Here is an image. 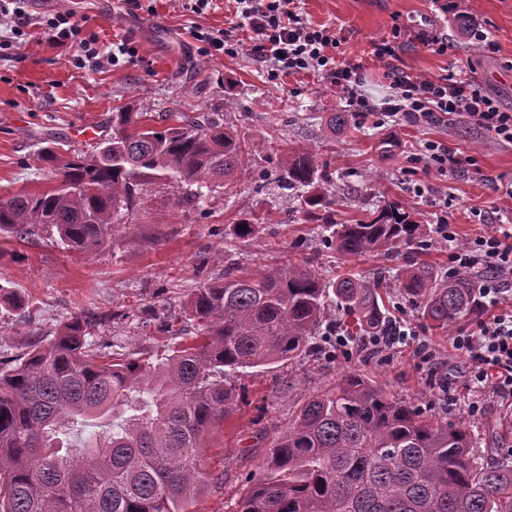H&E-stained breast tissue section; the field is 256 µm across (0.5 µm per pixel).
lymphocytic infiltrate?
<instances>
[{"instance_id":"1","label":"lymphocytic infiltrate","mask_w":512,"mask_h":512,"mask_svg":"<svg viewBox=\"0 0 512 512\" xmlns=\"http://www.w3.org/2000/svg\"><path fill=\"white\" fill-rule=\"evenodd\" d=\"M236 27L256 36L254 55L264 63L269 80L281 75L314 72L323 75L343 94L353 112L379 116L381 123L436 125L451 117L465 119L491 139L512 144V109L502 108L474 80L451 73L431 80L410 76L392 66L397 48L383 39L374 54L387 68L388 92L381 97L367 92L359 66L340 63L336 51L341 38L335 28L313 25L298 8L300 0H234ZM49 43L63 46L80 41L85 57L93 58V42L80 40L82 25L74 11L61 10L41 23ZM414 161L441 172L475 166L473 155L449 150L439 140L423 143ZM437 242L448 251V274L471 273L478 277L476 300L482 314L471 330L451 337L455 351L469 359L466 381L475 394L468 405L478 415L487 396L512 398V225L495 232L458 239L447 216H437Z\"/></svg>"}]
</instances>
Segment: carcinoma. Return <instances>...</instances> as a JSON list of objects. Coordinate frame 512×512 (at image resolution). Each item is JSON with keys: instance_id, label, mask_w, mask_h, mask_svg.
I'll return each mask as SVG.
<instances>
[{"instance_id": "carcinoma-1", "label": "carcinoma", "mask_w": 512, "mask_h": 512, "mask_svg": "<svg viewBox=\"0 0 512 512\" xmlns=\"http://www.w3.org/2000/svg\"><path fill=\"white\" fill-rule=\"evenodd\" d=\"M112 113V137L89 156L43 148L55 186L0 199V236L44 234L97 252L140 204L138 178L229 189L259 151L246 132L202 114ZM279 178L305 190V220L327 225L336 251L360 256L420 238L395 205L354 224L333 218V175L300 149ZM397 287L442 330L480 314L473 276L439 278L409 265ZM382 284L353 273L326 279L308 258L266 269L234 263L193 289L191 340L159 356H112L74 317L47 341L0 360V512H189L207 478L205 437L241 400L232 378L309 351L329 302L357 336L386 327ZM94 427L84 437L77 426ZM235 512H512V464L479 454L474 426L427 413L355 371L311 395L260 466Z\"/></svg>"}]
</instances>
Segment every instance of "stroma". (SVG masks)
<instances>
[{
  "label": "stroma",
  "instance_id": "stroma-1",
  "mask_svg": "<svg viewBox=\"0 0 512 512\" xmlns=\"http://www.w3.org/2000/svg\"><path fill=\"white\" fill-rule=\"evenodd\" d=\"M447 2L444 13L432 0H301L300 7L309 22L340 29L341 57L360 66L372 94H382L385 71L373 44L392 38L399 46L395 64L410 75L437 78L464 71L511 108L512 0ZM143 3V10L133 14L123 11L120 0H46L30 6L36 17L64 8L75 11L84 20V37L96 39L103 60H87L76 44L51 46L38 26L28 27L21 47L0 48V199L50 188L39 151L50 146L94 152L111 136L112 114L120 108L190 116L216 112L226 125L246 128L264 151L230 190L210 193L199 208H174L169 181L143 178L140 204L92 256L61 249L44 237L0 238V284L25 297L22 308L0 306L1 357L51 338L75 316L90 322L91 340L104 350L165 351L174 341L166 326L180 324L188 294L222 273L212 260L217 252L252 269L292 255L314 258L328 272L344 266L368 278L395 275L407 264L442 273L448 253L433 241L440 210H447L461 238L493 231L512 217V199L495 190L512 182V145L492 140L458 117L435 126L368 122L333 136L328 116L347 111L348 105L327 80L294 75L272 82L252 52L230 58L207 52L191 37L197 27L241 39L242 31L231 22L232 0H215L200 14L187 10L185 0ZM459 14L470 17L471 33L459 30L454 21ZM431 28L447 33V53L433 52L417 40L418 32ZM479 30L491 37L494 50L477 40ZM125 38L138 49L134 61L117 67L106 63L113 43ZM84 128L92 129L90 138L81 137ZM428 139L471 152L477 169L451 174L413 163L411 154ZM302 148L315 151L319 164L335 174L337 223L395 203L417 214L424 228L420 243L395 244L352 261L329 247L320 225L302 221L297 191L278 182L279 155ZM419 183L428 186V194H413ZM257 208L269 215L260 234L238 235V221ZM385 302L390 317L414 328L416 342L351 355L337 347L335 337L323 335L316 339L320 355L240 377L246 401L208 438L203 466L209 480L191 512H234L304 400L350 369L417 405L447 407L449 420H471L489 460L512 454V401L490 398L481 415L468 414L471 397L464 373L469 360L448 339L472 327L473 318L440 330L397 288H388Z\"/></svg>",
  "mask_w": 512,
  "mask_h": 512
}]
</instances>
